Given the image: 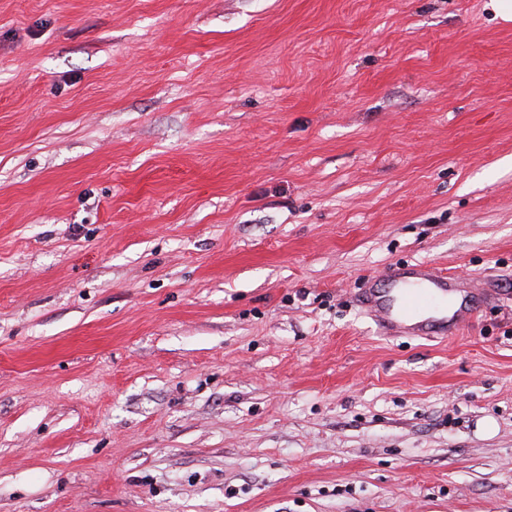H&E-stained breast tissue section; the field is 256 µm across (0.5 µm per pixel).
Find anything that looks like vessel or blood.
<instances>
[{"mask_svg": "<svg viewBox=\"0 0 512 512\" xmlns=\"http://www.w3.org/2000/svg\"><path fill=\"white\" fill-rule=\"evenodd\" d=\"M457 284L423 262L391 267L364 284L359 303L385 337L445 339L479 311L478 301H467Z\"/></svg>", "mask_w": 512, "mask_h": 512, "instance_id": "b4317fda", "label": "vessel or blood"}]
</instances>
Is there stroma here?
<instances>
[{"label":"stroma","mask_w":512,"mask_h":512,"mask_svg":"<svg viewBox=\"0 0 512 512\" xmlns=\"http://www.w3.org/2000/svg\"><path fill=\"white\" fill-rule=\"evenodd\" d=\"M0 512H512L489 0H0ZM470 282L450 278L423 262L391 267L364 284L359 303L387 338L446 339L457 335L479 311L481 292ZM380 283H385L383 288ZM464 284L475 291L469 303L467 289L455 288ZM448 300L454 302L449 315Z\"/></svg>","instance_id":"1"}]
</instances>
